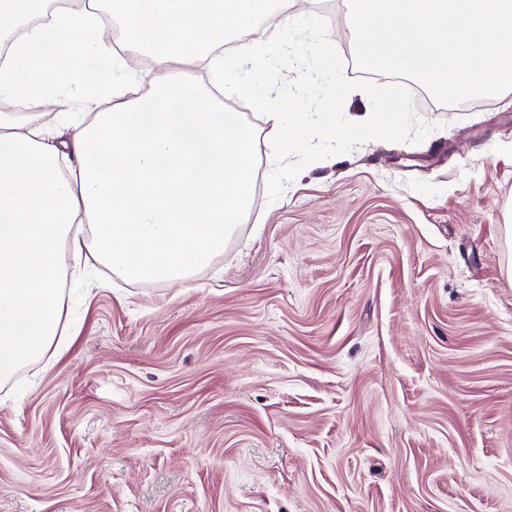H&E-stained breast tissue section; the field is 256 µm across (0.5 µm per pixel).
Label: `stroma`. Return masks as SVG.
Masks as SVG:
<instances>
[{"label": "stroma", "mask_w": 512, "mask_h": 512, "mask_svg": "<svg viewBox=\"0 0 512 512\" xmlns=\"http://www.w3.org/2000/svg\"><path fill=\"white\" fill-rule=\"evenodd\" d=\"M288 14L354 68L347 0ZM414 110L274 202L258 150L184 282L99 267L0 384V512H512V100Z\"/></svg>", "instance_id": "1"}]
</instances>
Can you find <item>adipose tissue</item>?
I'll return each instance as SVG.
<instances>
[{"label": "adipose tissue", "instance_id": "ef3b65f1", "mask_svg": "<svg viewBox=\"0 0 512 512\" xmlns=\"http://www.w3.org/2000/svg\"><path fill=\"white\" fill-rule=\"evenodd\" d=\"M0 0V382L41 361L66 309L69 261L91 259L125 279L175 283L224 250L247 211L255 134L223 101L174 80L177 67L217 66L224 92L244 96L280 129L299 125L268 85L276 47L262 23L280 0ZM151 51L139 92L130 56L102 37V16ZM56 141L28 105L54 106Z\"/></svg>", "mask_w": 512, "mask_h": 512}]
</instances>
